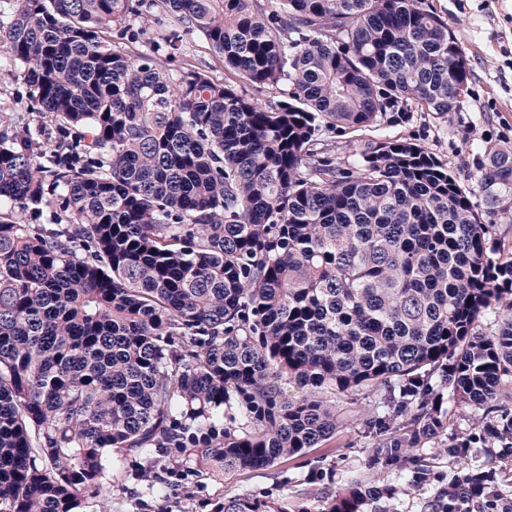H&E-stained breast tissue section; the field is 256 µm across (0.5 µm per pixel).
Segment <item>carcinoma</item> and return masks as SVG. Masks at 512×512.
<instances>
[{"label":"carcinoma","mask_w":512,"mask_h":512,"mask_svg":"<svg viewBox=\"0 0 512 512\" xmlns=\"http://www.w3.org/2000/svg\"><path fill=\"white\" fill-rule=\"evenodd\" d=\"M9 9L0 65L31 119L0 129V512H84L114 452L269 468L360 395L382 483L352 473L318 512H400L410 490L512 512V147L476 153L469 191L407 140L338 157L347 133L459 110L469 58L429 0ZM169 14L146 51L113 45ZM193 34L248 88L172 66ZM446 402L484 410L477 431L448 433ZM430 443L446 466L415 461Z\"/></svg>","instance_id":"obj_1"}]
</instances>
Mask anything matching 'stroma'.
Wrapping results in <instances>:
<instances>
[{
	"label": "stroma",
	"mask_w": 512,
	"mask_h": 512,
	"mask_svg": "<svg viewBox=\"0 0 512 512\" xmlns=\"http://www.w3.org/2000/svg\"><path fill=\"white\" fill-rule=\"evenodd\" d=\"M444 16L459 44L470 58L469 94L451 117L411 113L397 124L364 131L375 141L403 138L426 147L447 164L463 185H471L472 154L487 146L512 145V0H430ZM181 66L203 70L214 81L231 76L224 62L200 36H189ZM370 407L367 396L341 402L351 422L306 456L289 457L274 467L244 470L216 480L198 472L195 464H162L157 474L165 483L162 493H153L141 472L142 458L123 457L112 473L110 489L90 498L87 512H214L216 503L231 495L277 499L292 505L316 506L324 485L309 484L310 467L327 468L332 481L365 469L372 438L364 432L359 417Z\"/></svg>",
	"instance_id": "1"
}]
</instances>
